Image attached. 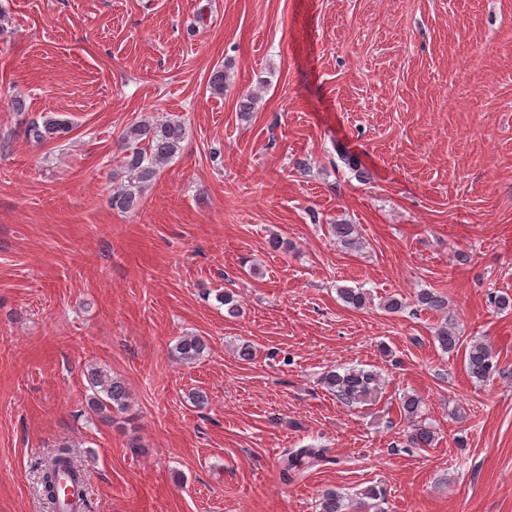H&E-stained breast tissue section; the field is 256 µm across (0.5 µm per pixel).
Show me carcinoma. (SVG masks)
Returning <instances> with one entry per match:
<instances>
[{
  "instance_id": "1",
  "label": "carcinoma",
  "mask_w": 512,
  "mask_h": 512,
  "mask_svg": "<svg viewBox=\"0 0 512 512\" xmlns=\"http://www.w3.org/2000/svg\"><path fill=\"white\" fill-rule=\"evenodd\" d=\"M228 74L224 67L213 69L209 75L208 85L216 93L224 92ZM72 131V124L65 118H47L38 123H29L24 130L26 139L41 144L48 140L66 137ZM186 139V127L180 121L162 123L139 121L131 125L123 137V164L131 181L112 194V207L123 212L138 208L140 193L148 187L159 174L160 169L170 162L181 150ZM336 242L343 248L357 250L361 247L357 227L344 222L331 225ZM337 294L349 308L364 309L370 303V294L362 288L343 286L337 288ZM416 305L422 311L445 314L448 312L447 296L432 289H422L416 293ZM441 350L452 353L465 349L466 368L471 378L479 383L491 381L497 377L504 378L512 373L502 369L491 349L484 343L465 344L455 328L447 324L438 330L435 336ZM207 343L197 335L180 336L173 347L174 356L185 363L200 360ZM92 397L90 409L104 415L114 409L122 411L127 408L129 398L125 383L110 374L93 369L88 374ZM323 383L336 398L346 404L363 403L374 396L379 389L380 375L372 369L345 368L339 372L331 370L323 377ZM421 410V399L415 395L400 398V411L410 420L417 418ZM413 448L432 447L436 440L432 427L422 423L412 424L408 435ZM322 448H296L284 456L281 474L288 481L300 474V471L323 461ZM42 493L54 505H59L61 480L68 477L74 481L83 473L75 464L70 449L59 447L55 453L39 464ZM355 504L342 493L329 489L322 493L319 500V512H353Z\"/></svg>"
}]
</instances>
